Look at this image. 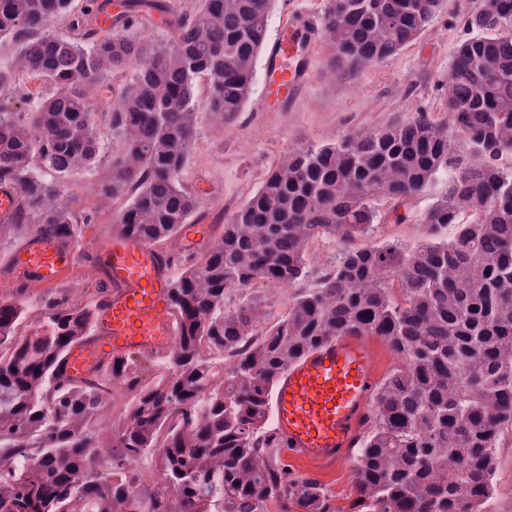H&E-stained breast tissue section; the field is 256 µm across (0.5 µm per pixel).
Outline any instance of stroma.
Instances as JSON below:
<instances>
[{"mask_svg": "<svg viewBox=\"0 0 512 512\" xmlns=\"http://www.w3.org/2000/svg\"><path fill=\"white\" fill-rule=\"evenodd\" d=\"M323 0H277L269 19V38L278 40L290 23L317 27ZM481 0H445L419 40L356 76L325 77L327 53L315 47L309 74L288 97H277L264 67H257L250 105L230 125L199 124L194 159L183 179L199 192L202 223L220 229L224 216L237 208L264 180L267 172L297 146H319L360 130L381 128L404 117L407 111L438 110L437 76L447 70L458 45L470 36L464 19ZM97 173L81 171L68 178V199L73 208L97 209V221L82 232L77 245L80 272L67 273L61 286L71 302L84 300L88 285L82 269L103 280L96 249L115 231L111 200L99 199L90 187ZM289 466L321 479L339 505L356 496L354 459L334 466L290 460Z\"/></svg>", "mask_w": 512, "mask_h": 512, "instance_id": "stroma-1", "label": "stroma"}]
</instances>
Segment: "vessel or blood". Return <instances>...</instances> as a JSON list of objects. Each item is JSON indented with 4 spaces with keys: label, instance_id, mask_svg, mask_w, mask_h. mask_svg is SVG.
I'll return each mask as SVG.
<instances>
[{
    "label": "vessel or blood",
    "instance_id": "1",
    "mask_svg": "<svg viewBox=\"0 0 512 512\" xmlns=\"http://www.w3.org/2000/svg\"><path fill=\"white\" fill-rule=\"evenodd\" d=\"M310 39L307 30L297 28L273 43L265 68L275 84L299 83L294 62L307 53ZM75 262L72 245L32 234L0 273L19 272L52 288ZM99 262L110 292L95 310L96 336L77 343L65 357V374L76 381L84 365L103 369L116 358L169 353L175 334L172 271L160 249L118 232L101 248ZM377 377L367 336L332 340L291 364L272 401L275 427L288 443L289 456L328 465L339 461L358 433Z\"/></svg>",
    "mask_w": 512,
    "mask_h": 512
}]
</instances>
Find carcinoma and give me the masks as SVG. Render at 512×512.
I'll use <instances>...</instances> for the list:
<instances>
[{
	"instance_id": "carcinoma-1",
	"label": "carcinoma",
	"mask_w": 512,
	"mask_h": 512,
	"mask_svg": "<svg viewBox=\"0 0 512 512\" xmlns=\"http://www.w3.org/2000/svg\"><path fill=\"white\" fill-rule=\"evenodd\" d=\"M72 2L0 0V95L34 104L0 112L10 223L67 243L93 223L62 186L104 162L90 109L100 100L112 161L95 194L112 199L124 233L161 247L199 208L182 178L197 87L207 84L212 123L245 110L275 0H122L115 13L112 0ZM442 2L326 0L328 70L354 75L397 55ZM159 21L162 41L147 35ZM464 24L471 37L437 77L445 118L413 112L289 151L225 218L216 248L174 256L175 344L149 377L140 357L65 376L61 360L95 332L102 288L72 305L44 299L25 333L23 289L0 299V512H493L512 437V0H482ZM443 172L448 191L412 214ZM412 220L424 230L414 246L365 243L379 224ZM324 240L340 256L305 288ZM257 280L294 289L263 326L256 304L226 305ZM352 334L380 338L397 365L353 441L358 494L344 508L288 468L271 403L291 363ZM107 396L120 398L112 427L99 424Z\"/></svg>"
}]
</instances>
